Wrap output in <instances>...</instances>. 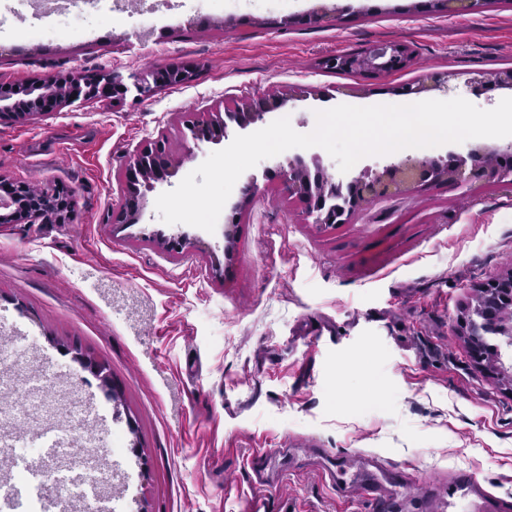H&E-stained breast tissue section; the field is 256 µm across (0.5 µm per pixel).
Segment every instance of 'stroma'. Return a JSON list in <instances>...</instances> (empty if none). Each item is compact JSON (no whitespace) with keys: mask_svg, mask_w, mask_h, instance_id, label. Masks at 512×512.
<instances>
[{"mask_svg":"<svg viewBox=\"0 0 512 512\" xmlns=\"http://www.w3.org/2000/svg\"><path fill=\"white\" fill-rule=\"evenodd\" d=\"M425 0H295L228 12L198 29L186 0L160 20L158 54L143 53L133 28L100 14L94 39L65 35L36 44L0 34V87H24L72 69L115 72L125 84L148 72L194 65L190 80L120 105L90 101L35 119L0 121V176L74 189L67 224L0 222L1 357L36 349L49 372L97 407L102 440L122 447L107 460L113 512H370L356 488L324 479L326 454H357L410 466L416 486L470 470L483 489L512 495V362L473 361L460 321L477 290L512 273V187L432 183L410 197L356 212L344 224H311L272 170L290 149L251 170L260 196L214 232L164 223L146 194L139 223L116 224L121 173L166 134L197 168L216 144L182 138L180 116L229 109L246 96L288 91L302 98L264 116L288 115L311 132L316 111L385 100H440L408 84L451 74L457 94L494 108L503 90L472 92L465 80L512 68V0L448 14ZM332 7L318 25L313 8ZM405 44L413 64L377 77L324 70L336 53ZM469 143L414 148L359 160L348 172L405 157L464 154ZM232 238H225V229ZM79 346L106 363L102 386L73 361ZM281 450L277 474L254 484L248 458Z\"/></svg>","mask_w":512,"mask_h":512,"instance_id":"35a3bbf8","label":"stroma"}]
</instances>
